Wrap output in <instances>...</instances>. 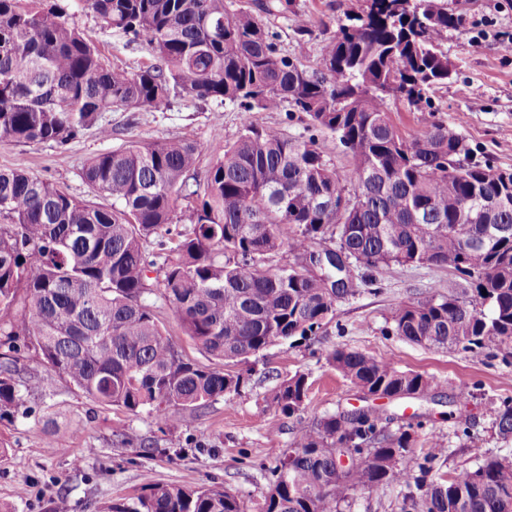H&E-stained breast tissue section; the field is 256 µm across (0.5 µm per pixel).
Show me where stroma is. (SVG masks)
Wrapping results in <instances>:
<instances>
[{
  "mask_svg": "<svg viewBox=\"0 0 512 512\" xmlns=\"http://www.w3.org/2000/svg\"><path fill=\"white\" fill-rule=\"evenodd\" d=\"M464 18L442 43L454 73L430 91L431 106L408 109L390 101L392 119L402 133L419 136L442 121L455 128L476 161L512 169V0H444ZM260 15L277 33L281 48L296 62L315 67L324 25L358 10L361 0H234ZM306 19L312 36L295 34L292 16ZM77 27L90 33L103 58L114 67L135 69L152 60L143 42L100 27L89 14L74 12ZM111 139L87 132L63 147L0 141V168L25 167L65 184L83 197L84 164L94 155L133 139L183 137L201 151L200 171L218 155L219 141H234L241 132L237 108L188 96L174 97L160 112H108ZM458 273L448 266L395 268L380 281H356L355 294L340 298L317 335L272 346L248 363H228L226 371L242 375L240 393L216 398L186 422L158 429L146 413L99 405L25 355L20 365L40 380L38 394L28 397L27 417L0 422V512H50L66 497L69 512H102L108 503L150 493L161 485L219 487L259 512L272 482L271 470L294 447L298 430L321 418L369 406L389 416L390 430L418 424L413 453L433 449L442 454L436 469L453 476L486 457L512 461V437L502 438L493 424L502 400L512 399V356L485 358L458 348H426L392 331V314L404 302L428 294L455 292ZM337 348L394 360L405 371L440 381L424 399H366L327 363ZM305 374L308 396L301 410L284 415L271 402L277 380ZM472 396L459 404L455 386ZM151 454H143L142 445Z\"/></svg>",
  "mask_w": 512,
  "mask_h": 512,
  "instance_id": "stroma-1",
  "label": "stroma"
}]
</instances>
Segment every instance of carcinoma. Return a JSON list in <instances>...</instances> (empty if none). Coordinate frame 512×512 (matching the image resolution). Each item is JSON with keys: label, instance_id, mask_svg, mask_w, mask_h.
I'll return each instance as SVG.
<instances>
[{"label": "carcinoma", "instance_id": "cac0c4a2", "mask_svg": "<svg viewBox=\"0 0 512 512\" xmlns=\"http://www.w3.org/2000/svg\"><path fill=\"white\" fill-rule=\"evenodd\" d=\"M72 2L146 41L153 63L109 66L58 0H0V141L65 146L90 130L108 140L104 113L160 111L178 93L232 104L242 131L201 180L199 146L185 138L131 140L95 155L82 169L86 198L24 168L0 169V420L28 416L24 349L101 405L184 422L239 392L243 379L183 359L159 306L211 357L242 362L316 334L336 300L355 294L338 284L354 283L358 267L373 280L397 266L452 267L472 295L404 303L394 333L427 348L512 353V171L449 164L468 156L461 134L438 121L406 136L388 108L392 99L430 105L428 91L448 82L441 41L461 15L441 0H363L337 20L309 69L262 18L227 0ZM285 106L334 136L352 168L340 172L313 135L252 120ZM328 232L354 264L328 257L318 274L271 264L314 251ZM328 362L365 396L423 398L440 386L359 351L335 349ZM308 389L296 373L271 400L290 416ZM390 421L373 409L345 411L302 429L273 469L261 512H340L355 492L392 484L410 488L400 512H508L512 462L488 457L436 477L438 455L414 457L412 433L390 431ZM494 423L512 436V401ZM345 454L357 460L345 467ZM104 512L247 507L224 489L165 485Z\"/></svg>", "mask_w": 512, "mask_h": 512}]
</instances>
